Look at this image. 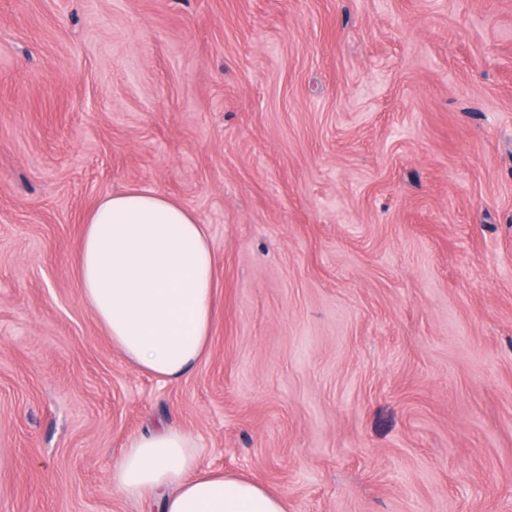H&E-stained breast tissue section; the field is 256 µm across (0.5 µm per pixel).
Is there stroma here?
<instances>
[{"label":"stroma","mask_w":512,"mask_h":512,"mask_svg":"<svg viewBox=\"0 0 512 512\" xmlns=\"http://www.w3.org/2000/svg\"><path fill=\"white\" fill-rule=\"evenodd\" d=\"M127 185L212 240L177 383L75 286ZM163 425L287 512H512V0H0V512H156Z\"/></svg>","instance_id":"35a3bbf8"}]
</instances>
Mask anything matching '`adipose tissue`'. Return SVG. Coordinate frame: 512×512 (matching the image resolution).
<instances>
[{
    "label": "adipose tissue",
    "instance_id": "1",
    "mask_svg": "<svg viewBox=\"0 0 512 512\" xmlns=\"http://www.w3.org/2000/svg\"><path fill=\"white\" fill-rule=\"evenodd\" d=\"M216 268L207 227L181 202L143 186L101 198L86 215L75 284L113 345L169 383L208 354ZM112 482L159 512H286L263 484L201 469L189 435L163 426L130 437Z\"/></svg>",
    "mask_w": 512,
    "mask_h": 512
}]
</instances>
